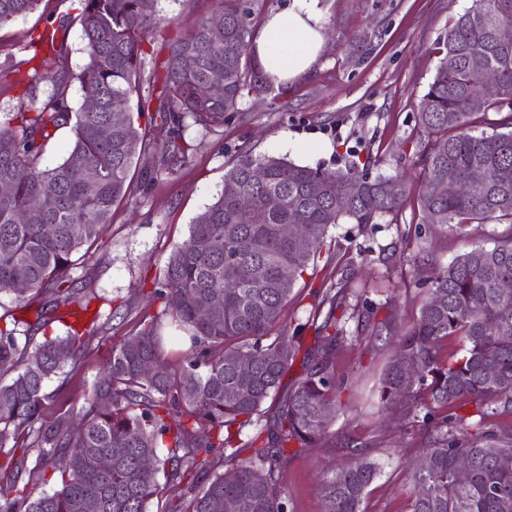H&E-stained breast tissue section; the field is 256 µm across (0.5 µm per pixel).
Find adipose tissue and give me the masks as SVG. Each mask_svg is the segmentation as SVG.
<instances>
[{
    "label": "adipose tissue",
    "mask_w": 512,
    "mask_h": 512,
    "mask_svg": "<svg viewBox=\"0 0 512 512\" xmlns=\"http://www.w3.org/2000/svg\"><path fill=\"white\" fill-rule=\"evenodd\" d=\"M264 73L288 84L306 75L326 43L320 0H290L283 10L270 12L253 38Z\"/></svg>",
    "instance_id": "obj_1"
}]
</instances>
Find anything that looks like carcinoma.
Masks as SVG:
<instances>
[{
	"label": "carcinoma",
	"instance_id": "obj_1",
	"mask_svg": "<svg viewBox=\"0 0 512 512\" xmlns=\"http://www.w3.org/2000/svg\"><path fill=\"white\" fill-rule=\"evenodd\" d=\"M39 0H0V26L35 10ZM249 0H214L210 16L172 40L157 80L159 94L137 104V112H156L164 124L183 126L189 118L209 129L238 111L243 90L258 82L248 62L256 58ZM219 17L224 38L211 35ZM164 20L158 0H80L78 22L87 62L77 74L44 73L62 48L55 28L33 31L25 60L50 89L39 106L0 116V182L13 191L0 196V292L16 294L11 322L0 327V512H289L277 492L282 469L293 457L325 439L342 410L343 383L334 359L350 338L397 337L394 353L379 381L378 402L402 403L401 421L425 440L426 466L410 468L408 512H512V437L505 441L483 430L484 420L512 414V293L498 285L512 279V41L493 37L512 29V0H472L437 42L439 61L417 108L421 149L413 166L421 224L459 231L469 224L494 221L509 225L492 246L475 243L423 283L427 293L417 320L401 335L395 320L378 318L379 308L357 299L346 315L350 276L336 288L312 291L324 315L306 339L300 327L288 333V299L325 245L329 227L355 224L362 229L383 218H397L407 186L398 176L372 177L355 163L325 169L287 158L239 154L224 174V190L190 225L189 240L176 247L167 263L163 304L155 317L112 351L76 411L45 419V382L87 349L89 329L81 324L92 298L65 287L73 256L92 244L111 222L113 208L132 191L130 177L137 153L150 148L146 130L135 126L132 96L140 94L144 43ZM194 66L185 68L181 59ZM453 64H448V61ZM496 72L500 99L478 109L474 76ZM101 93L97 111L73 107L70 80ZM221 87L210 96L204 89ZM496 118L487 119L488 113ZM112 126L103 138L99 128ZM71 134L68 156L52 167L40 166L45 143L60 129ZM189 146L171 140L161 151L160 168L173 171L188 162ZM489 176L485 192L440 194L436 183L453 174L465 179L470 169ZM360 186L348 196L347 186ZM251 198L258 212L253 224L238 218V200ZM281 198L277 208L270 197ZM26 213L21 222L18 216ZM54 225L53 234L45 225ZM283 224H300L296 238L280 234ZM295 266L288 282L285 264ZM242 266L258 268L253 281L242 280ZM224 305L203 315L200 304L212 294ZM327 312H322V309ZM34 311L29 320L21 312ZM57 321L66 335H33ZM279 334L270 336V331ZM461 349L442 355L448 339ZM151 361L147 375L142 362ZM300 376L284 387L296 361ZM252 366L249 378L237 371ZM417 376L405 375L407 366ZM264 445H239L237 436L262 412L268 399ZM476 405L479 420L457 413L459 403ZM476 433L468 435V430ZM168 455H158L160 447ZM347 457L319 484L325 512H367L368 488L380 476L378 463L362 444L349 441ZM35 458H30V451ZM112 455L103 472L99 461ZM152 468L141 466L144 459ZM219 460L224 471L211 467ZM469 468L466 483L455 482L454 468ZM163 474L165 482L158 480ZM58 478L57 487L43 486Z\"/></svg>",
	"mask_w": 512,
	"mask_h": 512
}]
</instances>
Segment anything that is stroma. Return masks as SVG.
I'll use <instances>...</instances> for the list:
<instances>
[{
	"mask_svg": "<svg viewBox=\"0 0 512 512\" xmlns=\"http://www.w3.org/2000/svg\"><path fill=\"white\" fill-rule=\"evenodd\" d=\"M469 5L470 0H321L330 34L312 70L285 86L246 90L238 111L221 126L187 125L183 136L192 150L188 163L175 172L161 170L157 154L171 136L169 127L143 117L154 147L136 156L132 171L148 184L116 205L98 241L74 257L68 279L92 295L90 311L98 321L81 357L46 381V417L80 407L113 344L160 312L154 290L164 280L169 257L188 240L193 218L222 191L224 174L239 152L285 157L310 167L356 162L374 176H407L408 189H416L409 173L420 150L417 104L435 73L438 36ZM77 6L78 0H41L37 10L1 26L0 66L25 58L31 28L44 27ZM159 7L169 25L144 57L147 87L160 69L165 40L191 30L211 12L213 2L161 0ZM415 205V199H408L394 224L330 227L314 273L296 286L288 303L289 326L314 319L309 288L339 282L354 267V291L394 315L401 331H408L425 299L420 284L436 266L473 243H490L508 231L507 225L493 222L460 233L430 226L420 237L412 223ZM390 357V349L372 347L364 336L339 350L336 376L346 383L345 412L331 436L291 459L282 471L277 489L291 512H323L320 480L340 464L348 438L367 445L381 466L369 488L367 512H407L406 468L423 439L418 431L395 424V409L378 406L375 394Z\"/></svg>",
	"mask_w": 512,
	"mask_h": 512,
	"instance_id": "35a3bbf8",
	"label": "stroma"
}]
</instances>
